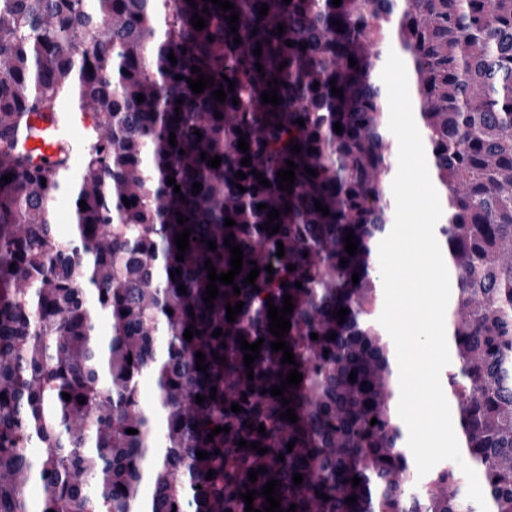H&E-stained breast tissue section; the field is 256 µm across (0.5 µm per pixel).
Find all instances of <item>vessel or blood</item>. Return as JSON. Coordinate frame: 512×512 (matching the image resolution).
I'll use <instances>...</instances> for the list:
<instances>
[{
	"mask_svg": "<svg viewBox=\"0 0 512 512\" xmlns=\"http://www.w3.org/2000/svg\"><path fill=\"white\" fill-rule=\"evenodd\" d=\"M100 135L98 112L88 103L70 104L56 112L31 113L16 133L18 146L34 171L73 172L82 149Z\"/></svg>",
	"mask_w": 512,
	"mask_h": 512,
	"instance_id": "b4317fda",
	"label": "vessel or blood"
}]
</instances>
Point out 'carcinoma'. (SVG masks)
Segmentation results:
<instances>
[{"label": "carcinoma", "mask_w": 512, "mask_h": 512, "mask_svg": "<svg viewBox=\"0 0 512 512\" xmlns=\"http://www.w3.org/2000/svg\"><path fill=\"white\" fill-rule=\"evenodd\" d=\"M194 2L0 0V512H245L241 495L272 479L285 512L292 504L296 512H480L461 495L454 462L421 478L412 467L392 345L376 318L375 254L391 224L394 146L380 76L393 45L406 59L443 198L436 234L454 271L453 359L443 382L488 512H512V0H230L236 34L231 12ZM195 13L206 20L201 31L191 24ZM194 66L214 78L200 94L187 83L197 78ZM274 79L283 99L276 107L261 99ZM230 81L235 91L216 101L212 92ZM333 86L342 96L331 95ZM68 99L101 114V143L82 151L71 183L28 173L16 129L28 113L54 112ZM247 153L251 165L243 166ZM215 156L218 168L207 165ZM288 160L298 165L291 192L276 182ZM254 169L271 186L259 185ZM238 171L247 178H235ZM195 182L203 185L197 195ZM64 190L72 229L62 235L54 201ZM316 199L330 215L316 211ZM260 203L268 208L257 210ZM272 208L280 210L276 234L264 230ZM179 212L188 222L177 223ZM227 217L236 225L224 226ZM185 228L194 240L180 262L174 237ZM348 229L359 240L353 256ZM231 233L244 255L235 277L241 294L219 282L208 309L205 261L219 273L231 269ZM254 261L256 290L243 283ZM176 269L181 275L170 276ZM285 294L294 309L284 340L303 375L284 393L287 407L262 393L293 369L270 346L266 299L281 307ZM238 301L242 312L230 323L225 305ZM341 307L348 314L340 324L333 313ZM100 317L110 320L107 337ZM241 335L264 339L252 380ZM199 351L205 373L196 368ZM145 375L156 384L152 407L139 398ZM289 407L295 424L280 417ZM217 426L230 431L207 440ZM242 439L268 452L241 448ZM31 484L42 490L36 511ZM351 495L353 505L345 502Z\"/></svg>", "instance_id": "obj_1"}]
</instances>
